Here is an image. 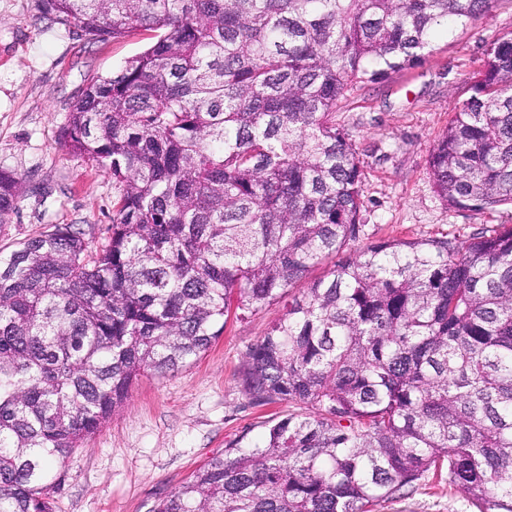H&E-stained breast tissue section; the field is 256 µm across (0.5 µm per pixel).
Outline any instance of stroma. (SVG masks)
<instances>
[{"label": "stroma", "instance_id": "obj_1", "mask_svg": "<svg viewBox=\"0 0 512 512\" xmlns=\"http://www.w3.org/2000/svg\"><path fill=\"white\" fill-rule=\"evenodd\" d=\"M512 31V0H492L477 21L440 36L407 70L355 89L335 119L352 134L365 171L363 231L355 252L383 240L448 238L512 224V207L477 211L438 196L428 156L458 100L482 69L489 42ZM149 42L145 32L94 43L43 20L37 0H0V169L22 177L25 193L6 223L0 250L46 231L78 224L90 249L110 234L120 191L58 142L70 105L89 77L107 74ZM284 309L272 304L243 322L229 321L200 357L163 377L144 375L127 401L48 477L55 512H154L227 443L260 435L289 405L255 406L239 372L249 348ZM374 512H477L467 494L425 479Z\"/></svg>", "mask_w": 512, "mask_h": 512}]
</instances>
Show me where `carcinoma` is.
Returning <instances> with one entry per match:
<instances>
[{
  "instance_id": "cac0c4a2",
  "label": "carcinoma",
  "mask_w": 512,
  "mask_h": 512,
  "mask_svg": "<svg viewBox=\"0 0 512 512\" xmlns=\"http://www.w3.org/2000/svg\"><path fill=\"white\" fill-rule=\"evenodd\" d=\"M38 2L89 41L153 37L88 80L59 133L120 188L107 244L53 224L0 251V512H53L50 470L140 376L285 298L240 386L310 413L230 441L155 512H373L443 474L478 512H512V224L345 253L365 174L334 119L491 0ZM428 164L445 202L512 206V31ZM22 194L0 170L1 224Z\"/></svg>"
}]
</instances>
